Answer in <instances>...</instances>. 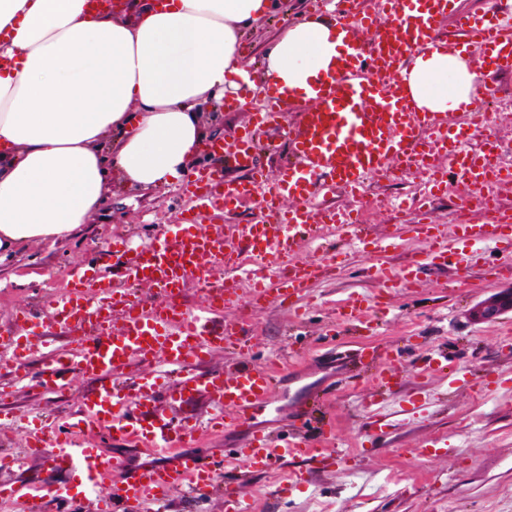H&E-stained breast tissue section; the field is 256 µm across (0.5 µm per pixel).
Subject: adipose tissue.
<instances>
[{
    "instance_id": "obj_1",
    "label": "adipose tissue",
    "mask_w": 512,
    "mask_h": 512,
    "mask_svg": "<svg viewBox=\"0 0 512 512\" xmlns=\"http://www.w3.org/2000/svg\"><path fill=\"white\" fill-rule=\"evenodd\" d=\"M277 0H0V261L19 246L69 236L111 192L108 163L143 189L183 178L208 136L203 106L237 91L244 25ZM322 53L308 58L309 42ZM341 37L325 19L287 28L264 77L296 94ZM419 107L471 105L483 79L447 43L412 56Z\"/></svg>"
}]
</instances>
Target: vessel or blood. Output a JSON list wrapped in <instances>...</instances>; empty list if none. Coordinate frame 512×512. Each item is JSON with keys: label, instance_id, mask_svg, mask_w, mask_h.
I'll list each match as a JSON object with an SVG mask.
<instances>
[{"label": "vessel or blood", "instance_id": "vessel-or-blood-1", "mask_svg": "<svg viewBox=\"0 0 512 512\" xmlns=\"http://www.w3.org/2000/svg\"><path fill=\"white\" fill-rule=\"evenodd\" d=\"M452 2L374 0L368 9L362 0H350L349 6L336 10L342 46L326 70L307 80L310 105L301 123L286 132L292 163L272 178L258 160L256 131L279 129L283 112L296 101L290 88L264 86V97L252 114V128L244 130L234 146L220 140L205 146L210 155L247 171L248 179L229 182L218 171H197L185 184L194 205L183 213L179 234L133 252L113 248L105 276H73L69 291L57 300L54 312L62 321L83 317L91 329L71 350L53 354L44 363L39 386L65 391L69 383L64 372L76 365L94 383L83 398L78 419L84 434L103 430L115 441L170 457L165 466L145 464L128 474L114 456L71 438L59 441L53 456L56 465L78 463L91 487L111 482L113 512H139L144 502H165L176 491L198 497L214 486V463L194 449L195 427L159 414V394L180 406L207 394L217 410L211 426L219 431L242 426L255 411L272 406L287 362L259 365L245 357L244 323L225 319L224 312L241 301L234 273L244 257L282 273L273 290L263 281H253L252 298L293 305L321 272L320 267L294 263L300 238L316 236L321 226L334 224L342 239L362 242L366 226L358 218L311 210L309 200L335 190L363 195L369 176H388L393 162L407 158L419 162L443 150L451 155L449 166L433 172L430 188H447L452 172L463 184L479 179L492 188L512 182V173L497 167L492 150L471 153L465 132L453 129L444 114L418 108L402 76L409 57L439 43L441 27L450 18L468 45L479 47L483 65L512 73V16L455 15ZM363 29L371 31L369 41L360 39ZM257 193L263 201L261 215L255 223L239 228L237 238L201 232L203 220L223 219L225 211L247 203ZM284 195L293 196L296 204L281 211L276 202ZM477 206L483 213L481 223L464 220L457 224V231L473 242L504 241L512 246V210L486 199L478 200ZM407 230L424 243L422 257L406 271H381L383 288L410 287L435 261L447 258L440 227L426 210H417ZM207 262L222 265L226 276L207 282L206 308L203 314H192L174 298L182 294L186 282L200 278ZM142 283L159 287L163 301L144 306L134 290ZM369 308L366 300H356L339 312L338 321L372 330ZM116 316L123 322L117 336L109 329ZM228 348L241 353L233 367L196 374V366L214 350ZM158 360L177 374L171 388L148 379L138 384L134 397L123 394L135 367ZM344 366L349 371L376 369L377 384L387 387L402 370L401 352L366 345ZM330 436L325 430L320 438H312L306 421L297 418L287 436L258 435L249 447L230 449L229 457L244 461L252 471L271 469L290 458L330 467L342 459L341 454L325 453L322 442ZM69 492L66 485L26 492L29 512H47L48 503L66 500Z\"/></svg>", "mask_w": 512, "mask_h": 512}]
</instances>
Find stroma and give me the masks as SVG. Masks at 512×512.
Segmentation results:
<instances>
[{
	"mask_svg": "<svg viewBox=\"0 0 512 512\" xmlns=\"http://www.w3.org/2000/svg\"><path fill=\"white\" fill-rule=\"evenodd\" d=\"M310 10L308 0H281L267 19L248 26L241 42L242 66L254 79L263 76L264 60L287 27ZM499 100L485 135H473L474 147L484 139L512 143V75L485 74ZM252 108L225 110L205 106L202 118L211 137L233 142L251 122ZM112 193L89 223L71 236L26 244L0 262V339L27 344L24 379L10 367L0 368V383L10 385L12 399L0 412L14 424L0 446L21 450L38 418L50 415L56 425L73 423L91 383L70 371L69 388L55 393L36 380L49 351L66 350L72 331L55 318L47 301L66 288L73 271L97 270L99 258L114 243L130 246L156 236L173 237L191 205L181 183L136 189L111 169ZM421 188L419 174L392 171L371 181L374 195L384 198L373 208L370 237H394L398 246L371 253L361 244L339 238L324 225L317 240H301L296 258L317 264L335 260L333 271L313 280L298 311L270 302L228 310L231 318L247 317L249 345L262 361L274 362L294 353L303 362L283 381L276 408L254 414L251 427L280 430L310 394L331 391L329 416L335 425L334 447L343 449L341 464L314 468L300 459L252 473L239 488L252 512H512V311L488 319L480 308L512 297V281L495 282L490 270L506 248L501 243L458 245L461 260L421 276L404 291L383 293L378 271H395L417 259L422 246L405 237L413 197ZM379 299L374 317L375 345L407 344L409 359L390 388L371 378L346 385L339 363L342 350L365 337L335 331L340 306L357 296ZM32 306L37 315L28 328L13 320L16 308ZM448 353V370L425 371L432 348ZM73 472L54 468L42 457L0 472V483L30 488L72 484Z\"/></svg>",
	"mask_w": 512,
	"mask_h": 512,
	"instance_id": "1",
	"label": "stroma"
}]
</instances>
